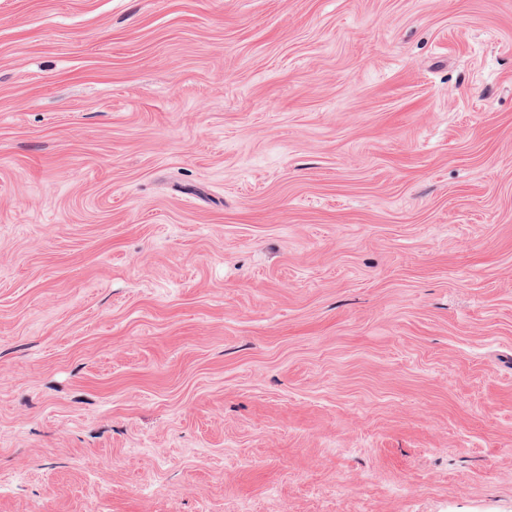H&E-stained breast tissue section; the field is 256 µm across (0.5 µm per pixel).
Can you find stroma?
Segmentation results:
<instances>
[{
    "mask_svg": "<svg viewBox=\"0 0 512 512\" xmlns=\"http://www.w3.org/2000/svg\"><path fill=\"white\" fill-rule=\"evenodd\" d=\"M0 512H512V0H0Z\"/></svg>",
    "mask_w": 512,
    "mask_h": 512,
    "instance_id": "1",
    "label": "stroma"
}]
</instances>
